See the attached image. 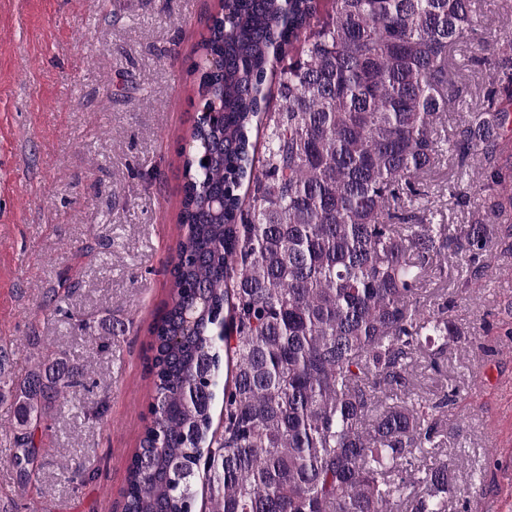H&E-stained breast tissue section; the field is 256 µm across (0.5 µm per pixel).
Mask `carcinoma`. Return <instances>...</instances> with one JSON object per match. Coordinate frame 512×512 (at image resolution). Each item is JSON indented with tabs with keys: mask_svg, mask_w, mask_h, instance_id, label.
Instances as JSON below:
<instances>
[{
	"mask_svg": "<svg viewBox=\"0 0 512 512\" xmlns=\"http://www.w3.org/2000/svg\"><path fill=\"white\" fill-rule=\"evenodd\" d=\"M321 2L217 0L196 44L202 108L181 152V234L148 330L150 419L122 512H193L200 480L210 512H448V461L414 463L445 444L447 398L386 403L411 391L413 361L441 372L458 335L450 305L420 301L448 229L404 201L425 198L424 174L446 153L500 151L512 54L451 142L436 119L456 95L451 49L479 26L473 0ZM497 216L458 243L470 264L489 252ZM9 362L0 347L24 481L35 430L77 375L55 359L8 380Z\"/></svg>",
	"mask_w": 512,
	"mask_h": 512,
	"instance_id": "carcinoma-1",
	"label": "carcinoma"
}]
</instances>
